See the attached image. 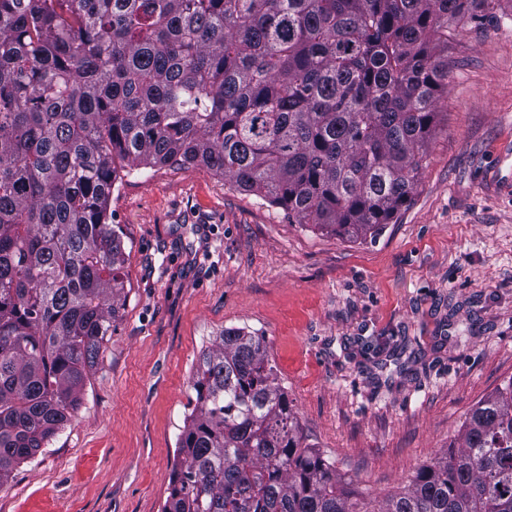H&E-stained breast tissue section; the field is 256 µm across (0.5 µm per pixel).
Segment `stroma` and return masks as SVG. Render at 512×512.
Segmentation results:
<instances>
[{
	"instance_id": "1",
	"label": "stroma",
	"mask_w": 512,
	"mask_h": 512,
	"mask_svg": "<svg viewBox=\"0 0 512 512\" xmlns=\"http://www.w3.org/2000/svg\"><path fill=\"white\" fill-rule=\"evenodd\" d=\"M409 205L375 241L289 220L203 166L123 175L117 317L70 422L0 512H162L201 355L265 337L310 444L371 497L512 376V6L448 26V90Z\"/></svg>"
}]
</instances>
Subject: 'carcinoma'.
Returning <instances> with one entry per match:
<instances>
[{
    "label": "carcinoma",
    "mask_w": 512,
    "mask_h": 512,
    "mask_svg": "<svg viewBox=\"0 0 512 512\" xmlns=\"http://www.w3.org/2000/svg\"><path fill=\"white\" fill-rule=\"evenodd\" d=\"M500 0H0V485L81 402L125 288L117 169L201 164L376 239L448 88V21ZM162 512H512V377L373 501L306 442L262 336L195 373Z\"/></svg>",
    "instance_id": "1"
}]
</instances>
